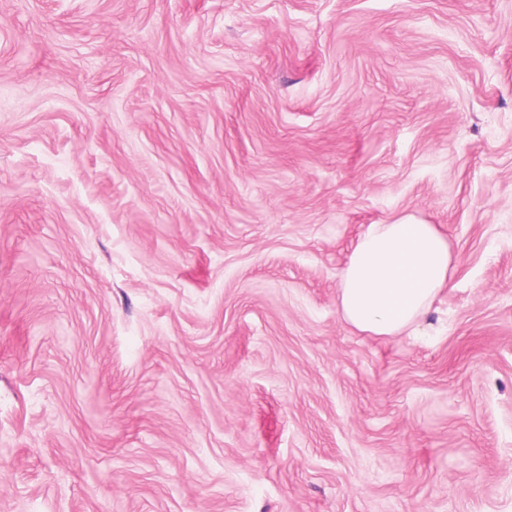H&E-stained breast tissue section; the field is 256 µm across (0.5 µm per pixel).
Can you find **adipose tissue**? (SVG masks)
<instances>
[{
  "instance_id": "ef3b65f1",
  "label": "adipose tissue",
  "mask_w": 512,
  "mask_h": 512,
  "mask_svg": "<svg viewBox=\"0 0 512 512\" xmlns=\"http://www.w3.org/2000/svg\"><path fill=\"white\" fill-rule=\"evenodd\" d=\"M447 236L434 224H371L338 273V310L352 328L375 336L414 329L452 285Z\"/></svg>"
}]
</instances>
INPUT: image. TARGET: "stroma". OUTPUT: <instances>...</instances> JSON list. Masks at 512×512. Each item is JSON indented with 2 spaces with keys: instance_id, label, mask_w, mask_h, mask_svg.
I'll return each instance as SVG.
<instances>
[{
  "instance_id": "obj_1",
  "label": "stroma",
  "mask_w": 512,
  "mask_h": 512,
  "mask_svg": "<svg viewBox=\"0 0 512 512\" xmlns=\"http://www.w3.org/2000/svg\"><path fill=\"white\" fill-rule=\"evenodd\" d=\"M0 512H512V0H0ZM448 237L435 224H370L338 272V311L352 328L375 336L414 329L452 288Z\"/></svg>"
}]
</instances>
